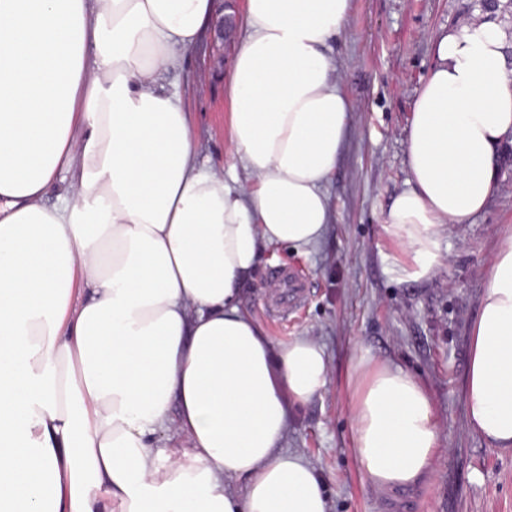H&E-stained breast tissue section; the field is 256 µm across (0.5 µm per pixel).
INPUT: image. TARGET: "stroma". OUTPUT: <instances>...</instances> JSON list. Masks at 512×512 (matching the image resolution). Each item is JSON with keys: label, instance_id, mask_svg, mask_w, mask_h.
I'll return each instance as SVG.
<instances>
[{"label": "stroma", "instance_id": "stroma-1", "mask_svg": "<svg viewBox=\"0 0 512 512\" xmlns=\"http://www.w3.org/2000/svg\"><path fill=\"white\" fill-rule=\"evenodd\" d=\"M225 0L183 69L178 88L208 165L236 158L227 137L231 103L214 60ZM475 0H349L343 33L332 43L336 79L352 104L349 133L327 185L333 222L321 244L302 253L265 249L242 290L244 309L273 345L306 336L323 346L329 381L321 397L291 408L286 450L319 476L328 512H512V450L490 448L466 419L464 381L470 322L495 254L512 232V160L485 210L444 231L449 259L429 280L401 281L387 269L380 216L403 189L406 128L434 61L436 36L477 16ZM292 274L305 291L293 313L271 292ZM399 364L427 389L440 433L433 472L411 489H378L351 451L348 360L357 345Z\"/></svg>", "mask_w": 512, "mask_h": 512}]
</instances>
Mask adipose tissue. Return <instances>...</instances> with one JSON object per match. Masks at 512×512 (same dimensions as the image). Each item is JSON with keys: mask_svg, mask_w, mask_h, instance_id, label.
Here are the masks:
<instances>
[{"mask_svg": "<svg viewBox=\"0 0 512 512\" xmlns=\"http://www.w3.org/2000/svg\"><path fill=\"white\" fill-rule=\"evenodd\" d=\"M348 4L246 0L227 82L240 164L221 170L161 83L214 0H0V512H327L281 448L291 405L327 386L324 351L274 348L239 297L262 244L314 245L332 220L352 107L329 44ZM510 145L512 28L453 24L382 217L399 280L444 264V229L485 209ZM348 387L362 475L417 486L440 440L427 390L364 345ZM465 401L470 428L512 448V235L472 320ZM171 427L182 442L158 447Z\"/></svg>", "mask_w": 512, "mask_h": 512, "instance_id": "ef3b65f1", "label": "adipose tissue"}]
</instances>
